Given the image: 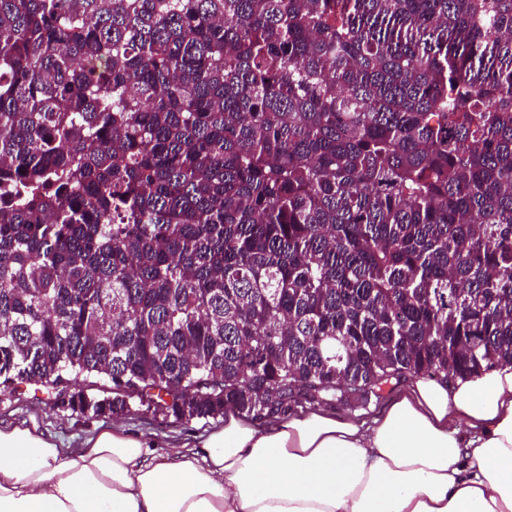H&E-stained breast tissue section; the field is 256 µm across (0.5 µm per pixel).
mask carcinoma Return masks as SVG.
<instances>
[{"label": "carcinoma", "mask_w": 512, "mask_h": 512, "mask_svg": "<svg viewBox=\"0 0 512 512\" xmlns=\"http://www.w3.org/2000/svg\"><path fill=\"white\" fill-rule=\"evenodd\" d=\"M503 362L512 0H0V393L261 418Z\"/></svg>", "instance_id": "carcinoma-1"}]
</instances>
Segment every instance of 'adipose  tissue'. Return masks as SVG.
Masks as SVG:
<instances>
[{"label": "adipose tissue", "mask_w": 512, "mask_h": 512, "mask_svg": "<svg viewBox=\"0 0 512 512\" xmlns=\"http://www.w3.org/2000/svg\"><path fill=\"white\" fill-rule=\"evenodd\" d=\"M0 512H512V364L419 382L369 424L231 414L191 451L121 426L78 448L0 428Z\"/></svg>", "instance_id": "adipose-tissue-1"}]
</instances>
